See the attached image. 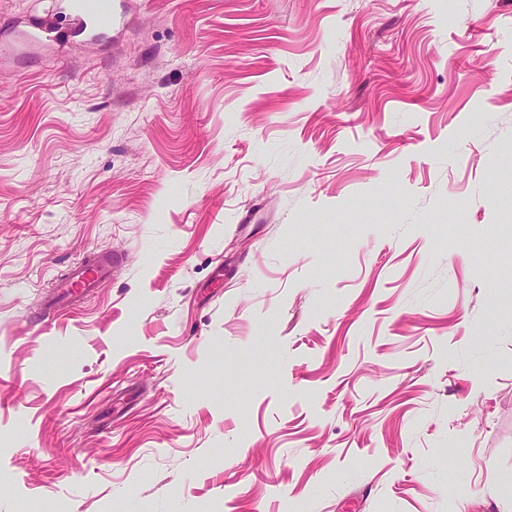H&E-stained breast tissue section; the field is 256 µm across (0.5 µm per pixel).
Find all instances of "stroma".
I'll use <instances>...</instances> for the list:
<instances>
[{
    "label": "stroma",
    "instance_id": "1",
    "mask_svg": "<svg viewBox=\"0 0 512 512\" xmlns=\"http://www.w3.org/2000/svg\"><path fill=\"white\" fill-rule=\"evenodd\" d=\"M114 2L0 62V512H512V0ZM64 16L70 23V33L88 42L112 34L115 19L112 0H70ZM98 254L95 261L81 262L72 268L69 278L57 287L56 300L49 304L50 307L63 304V300L72 297L75 292L86 296L109 279L115 266V257L107 251Z\"/></svg>",
    "mask_w": 512,
    "mask_h": 512
}]
</instances>
